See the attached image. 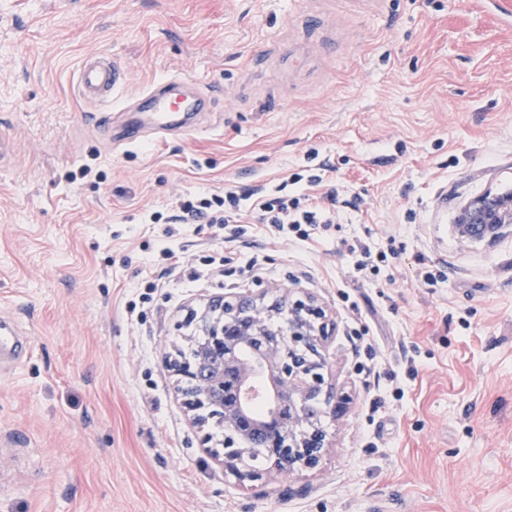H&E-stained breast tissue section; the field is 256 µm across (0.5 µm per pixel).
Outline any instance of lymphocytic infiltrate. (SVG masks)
<instances>
[{
    "label": "lymphocytic infiltrate",
    "mask_w": 512,
    "mask_h": 512,
    "mask_svg": "<svg viewBox=\"0 0 512 512\" xmlns=\"http://www.w3.org/2000/svg\"><path fill=\"white\" fill-rule=\"evenodd\" d=\"M319 173L294 174L289 183L266 185L256 190H225L216 194L201 191L179 200L167 213L153 212L145 216L148 224L166 225L167 235H174L178 224L239 223L246 209L256 210L259 222L269 230L305 241L313 234L328 231L336 221V192L310 195V188L320 186Z\"/></svg>",
    "instance_id": "lymphocytic-infiltrate-1"
}]
</instances>
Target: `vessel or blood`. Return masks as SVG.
Masks as SVG:
<instances>
[{
	"instance_id": "obj_1",
	"label": "vessel or blood",
	"mask_w": 512,
	"mask_h": 512,
	"mask_svg": "<svg viewBox=\"0 0 512 512\" xmlns=\"http://www.w3.org/2000/svg\"><path fill=\"white\" fill-rule=\"evenodd\" d=\"M120 81V68L112 59L99 56L87 60L81 67L76 81L78 95L86 102L111 111ZM202 89L197 81H184L174 77L152 85L136 96L129 109L148 113L151 127L159 134L187 133L184 113L198 111ZM113 142L121 146L137 144L144 137L140 122L131 121L110 131Z\"/></svg>"
}]
</instances>
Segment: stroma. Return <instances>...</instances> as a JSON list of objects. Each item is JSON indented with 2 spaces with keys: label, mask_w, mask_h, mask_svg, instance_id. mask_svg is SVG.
Listing matches in <instances>:
<instances>
[{
  "label": "stroma",
  "mask_w": 512,
  "mask_h": 512,
  "mask_svg": "<svg viewBox=\"0 0 512 512\" xmlns=\"http://www.w3.org/2000/svg\"><path fill=\"white\" fill-rule=\"evenodd\" d=\"M512 0H0V512H512V240L457 237L461 207L512 193ZM106 54L132 97L171 77L212 99L197 130L125 148L76 91ZM340 198L325 238L174 242L145 214L310 157ZM388 252L363 278L349 247ZM199 280H191V273ZM443 273L426 282L427 273ZM311 293L335 312L350 391L321 465L265 487L201 448L162 362L183 306L229 288ZM159 256L161 261L155 257H149L145 264L149 267L155 268L162 264L161 273L168 274V276L174 275L180 270V258L177 251L170 245H166L160 249Z\"/></svg>",
  "instance_id": "obj_1"
}]
</instances>
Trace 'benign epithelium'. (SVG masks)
<instances>
[{
    "label": "benign epithelium",
    "instance_id": "7a95c632",
    "mask_svg": "<svg viewBox=\"0 0 512 512\" xmlns=\"http://www.w3.org/2000/svg\"><path fill=\"white\" fill-rule=\"evenodd\" d=\"M457 235L463 239L498 241L512 236V193H486L461 210ZM177 327L198 330L187 336L190 353L177 350L164 356V365L177 377L184 409L209 447L212 420L224 425L222 450L211 455L224 473L239 482L263 483L268 470L248 464L253 449H263L269 470L291 474L317 468L331 447L321 418L339 420L353 401L327 377L326 345L337 324L315 296L288 289L275 295L270 288H242L217 295L200 313L192 307ZM264 374L273 412L266 420L254 417L243 394L256 372Z\"/></svg>",
    "mask_w": 512,
    "mask_h": 512
}]
</instances>
